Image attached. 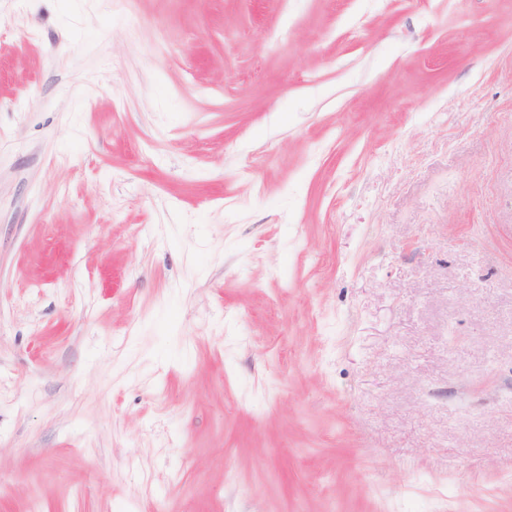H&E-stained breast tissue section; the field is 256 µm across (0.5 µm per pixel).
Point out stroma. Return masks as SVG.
I'll return each mask as SVG.
<instances>
[{"mask_svg": "<svg viewBox=\"0 0 512 512\" xmlns=\"http://www.w3.org/2000/svg\"><path fill=\"white\" fill-rule=\"evenodd\" d=\"M512 0H0V512H512Z\"/></svg>", "mask_w": 512, "mask_h": 512, "instance_id": "obj_1", "label": "stroma"}]
</instances>
